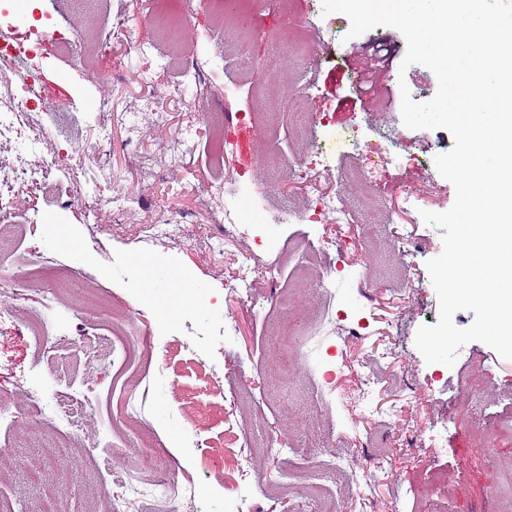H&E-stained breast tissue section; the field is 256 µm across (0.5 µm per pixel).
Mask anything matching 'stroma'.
<instances>
[{"label":"stroma","instance_id":"35a3bbf8","mask_svg":"<svg viewBox=\"0 0 512 512\" xmlns=\"http://www.w3.org/2000/svg\"><path fill=\"white\" fill-rule=\"evenodd\" d=\"M155 0H93L80 12L73 0H11L8 25L17 37L50 23L68 40L47 37L29 62L40 77L36 113L27 138L0 145V162L16 154L40 161L59 151L62 161L88 144H100L93 164L75 176L50 178L21 198L10 216L26 225L13 251L0 254V275L31 276L48 266L83 270L97 278L109 310L75 308L62 315L60 332L35 346L26 322L40 309L30 292L11 329L0 332V448L17 465L0 477V512H39L29 464L45 455L43 435L55 427L33 404L38 391L91 397L87 420L72 433L73 459L44 470L57 512H101L104 496L121 497L128 481H157L164 473L186 477L192 492L163 491L131 501L128 512H495L489 499L512 480L501 459L512 458V437H503L500 458L479 442L492 423L512 420V360L481 342H470L454 366L426 363L414 341L419 327L438 321L439 302L426 263L442 249L439 229L410 216L398 186L417 195L421 211L443 212L455 200L453 185L435 167L454 145L445 129H404L394 135L389 116L401 111V94L417 102L434 97L435 74L425 66L402 68L406 40L396 29L377 27L349 37V18L324 13L322 0H295L302 21L316 26L314 61L288 54L264 77L261 63L276 56L275 37L287 14L268 0L253 17L251 38L241 42L199 0H184L188 32L171 41L156 27ZM199 73L181 97L165 93L182 67ZM277 105L280 120L260 115ZM162 113L154 123L153 113ZM254 113L251 121L243 113ZM307 112L336 132L355 131L380 143L382 155L361 151L355 162L361 189L350 191L349 223L285 224L289 211L311 207L308 178L335 187L310 149L320 128L302 131L293 115ZM193 149L178 167L144 168L132 155H160L184 131ZM282 160L271 180L267 152ZM224 183L222 198L200 204L205 186ZM140 188L145 202L116 216L99 198L102 186ZM261 212V232L244 223V210ZM175 223L172 240L149 245L146 224ZM239 225L225 241L224 227ZM417 241L406 249L400 232ZM261 235L271 249L257 260L254 304L227 293L234 255ZM340 247L321 251L323 239ZM342 267L336 293L348 304V325L367 316L365 335L338 343L341 366L330 396L320 379L300 368L296 354L277 342L280 324L295 312L313 320L318 294L303 295ZM271 276H264V269ZM421 280L416 292L408 280ZM199 280L196 305L185 304L188 281ZM236 332L225 336L224 323ZM146 337L148 357L124 366L112 362L113 335ZM390 346L398 365L389 367L379 345ZM373 379L377 412L352 416L349 397ZM402 407L398 421L386 408ZM256 447L245 466L253 475L245 499L230 495L215 463L201 451H224L233 435ZM413 446H396L398 437ZM273 442L269 455L265 442ZM386 454L388 474L365 485L361 459ZM346 469H330L335 459ZM365 496H358V489Z\"/></svg>","mask_w":512,"mask_h":512}]
</instances>
